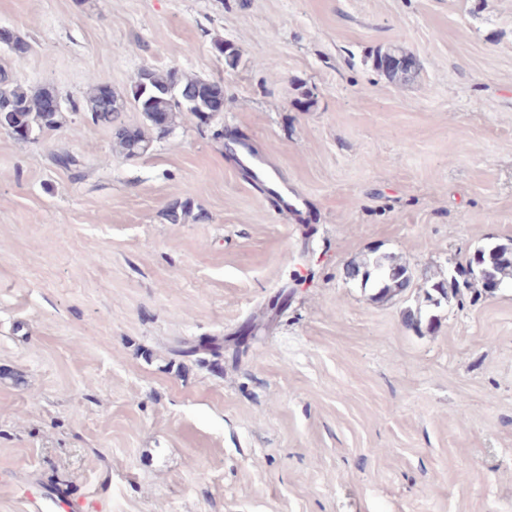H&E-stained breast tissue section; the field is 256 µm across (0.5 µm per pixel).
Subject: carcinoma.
I'll return each mask as SVG.
<instances>
[{
  "label": "carcinoma",
  "mask_w": 512,
  "mask_h": 512,
  "mask_svg": "<svg viewBox=\"0 0 512 512\" xmlns=\"http://www.w3.org/2000/svg\"><path fill=\"white\" fill-rule=\"evenodd\" d=\"M12 44L13 53L17 57L26 55L30 45L15 36L8 29H0V42ZM405 57L399 49H389L379 53L375 58L377 69L392 74L401 81H409L414 73L402 69H391L386 58ZM209 86L214 95L224 94V85L219 82L207 83L197 78L178 79L173 75L166 77L157 73L153 68H141L130 88L134 103L143 112L150 128L158 133L169 132L180 112L197 116L209 107V98L199 93L203 86ZM57 96L49 88L34 91L10 81L5 69L0 68V129H3L22 140H28L35 132L55 130L62 125V112L46 110V99ZM86 102L91 119L96 124L112 127L113 150L127 158L137 157L146 153L152 139L141 127H130L121 120L124 111V100L117 93L106 100L99 95V84H92L86 92ZM489 270L493 284L500 288L512 281V246L493 245L477 249L461 265L448 281L431 284V290L439 295L438 299L428 297L434 304H440V299L448 297V292L458 293L459 278L464 282L480 279L479 270ZM350 276L361 281L362 285H371L376 290L375 298L386 299L398 296L413 285V277L406 267L388 263L381 259L355 265Z\"/></svg>",
  "instance_id": "1"
}]
</instances>
